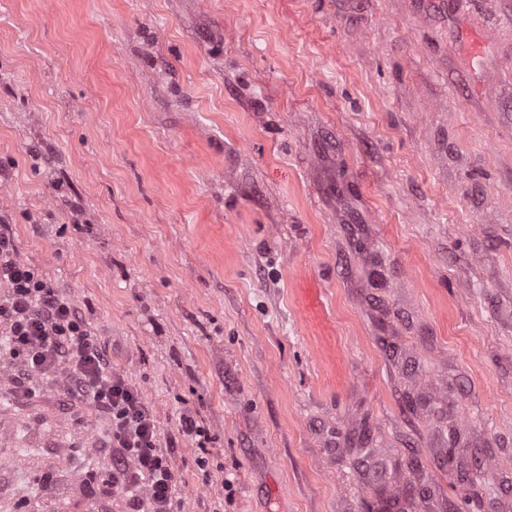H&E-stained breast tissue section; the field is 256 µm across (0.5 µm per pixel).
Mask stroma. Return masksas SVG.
<instances>
[{
    "label": "stroma",
    "mask_w": 512,
    "mask_h": 512,
    "mask_svg": "<svg viewBox=\"0 0 512 512\" xmlns=\"http://www.w3.org/2000/svg\"><path fill=\"white\" fill-rule=\"evenodd\" d=\"M511 64L512 0H0V215L180 512H512ZM108 430L0 360V512H126Z\"/></svg>",
    "instance_id": "1"
}]
</instances>
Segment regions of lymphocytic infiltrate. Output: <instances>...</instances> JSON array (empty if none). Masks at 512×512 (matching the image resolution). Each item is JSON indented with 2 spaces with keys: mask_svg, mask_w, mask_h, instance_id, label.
Returning a JSON list of instances; mask_svg holds the SVG:
<instances>
[{
  "mask_svg": "<svg viewBox=\"0 0 512 512\" xmlns=\"http://www.w3.org/2000/svg\"><path fill=\"white\" fill-rule=\"evenodd\" d=\"M0 323L19 383L63 374L71 397L106 416L112 483L126 496L130 512H175L176 473L142 392L113 370L78 307L38 267L19 259L5 223L0 225Z\"/></svg>",
  "mask_w": 512,
  "mask_h": 512,
  "instance_id": "obj_1",
  "label": "lymphocytic infiltrate"
}]
</instances>
